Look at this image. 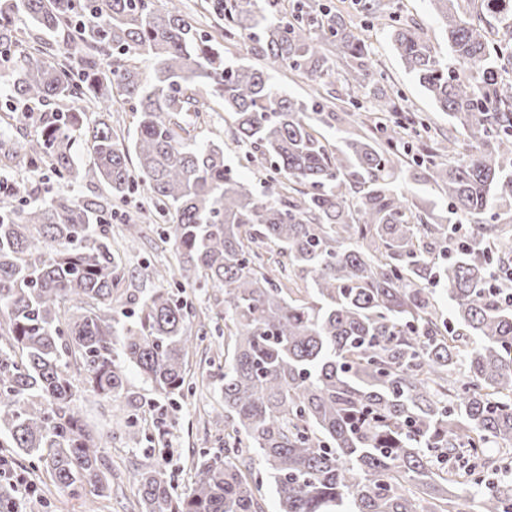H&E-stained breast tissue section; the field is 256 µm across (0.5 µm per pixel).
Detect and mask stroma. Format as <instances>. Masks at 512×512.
<instances>
[{
  "mask_svg": "<svg viewBox=\"0 0 512 512\" xmlns=\"http://www.w3.org/2000/svg\"><path fill=\"white\" fill-rule=\"evenodd\" d=\"M353 26L363 31L376 73L383 75L387 96L381 104L385 108L409 117L424 118L429 131L423 139L410 140L407 159L415 161L425 156L430 147L448 136L457 139V151H464L469 138L464 131L454 130L444 112L434 103L420 86L418 80L405 71L399 57L392 48L386 30L367 29L360 16H353ZM274 86L283 93L301 100H312L321 96L328 100L345 98L342 83L334 81L313 88L306 80L279 72L271 78ZM40 117H32L25 124H18L13 112L0 105V200L4 199V187L20 183L31 189L30 201L44 202L60 192L69 193L77 201L95 200L106 196L105 187L95 180H84L75 184L65 183L52 171L50 165L27 166L23 158V145L39 131ZM196 144L211 140L224 143V156L257 191H264L266 171L258 164H249L243 158L244 150L230 138L229 124L223 110H216L204 122L198 123L192 133ZM146 239L138 249L130 253L128 269L135 276L134 284L143 291H151L158 285L152 271L161 265L174 264L172 244L165 237V227L151 223L145 225ZM168 288L187 304L192 312L194 325L202 327L205 336L199 343L196 355L191 356L190 365L193 388L189 394L178 398L176 405H169L166 398L155 394L139 374H131L130 381L151 406L141 422L137 439H130L126 423L114 417L110 401L100 399L92 392L78 393L77 403L84 415L94 423L99 432L111 433L112 446L107 459L112 466V494L107 498L96 497L93 490H85L74 496L56 486L49 475L38 470L22 471L21 477L30 484L34 493L23 502L25 512H137V488L132 480L133 471L142 465H153L167 470L174 478L179 490H187L194 479L191 450L208 448L219 450L223 442L218 432L209 424L222 410L221 397L214 381L215 370L210 358L223 354L224 321L220 314L224 307V291L211 285L197 286L169 280ZM165 434V452H151L153 438Z\"/></svg>",
  "mask_w": 512,
  "mask_h": 512,
  "instance_id": "1",
  "label": "stroma"
}]
</instances>
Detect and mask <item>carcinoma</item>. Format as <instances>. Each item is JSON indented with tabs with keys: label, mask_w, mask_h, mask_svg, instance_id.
I'll return each mask as SVG.
<instances>
[{
	"label": "carcinoma",
	"mask_w": 512,
	"mask_h": 512,
	"mask_svg": "<svg viewBox=\"0 0 512 512\" xmlns=\"http://www.w3.org/2000/svg\"><path fill=\"white\" fill-rule=\"evenodd\" d=\"M448 43L444 58L414 20L384 0H355L385 25L405 70L477 143L453 163L428 157L412 172L397 144L417 121L369 118L371 130L331 145L317 125L334 107L279 92L270 73L314 85L341 79L351 104L378 87L366 45L340 12L314 0L213 3L224 38L240 34L262 61L225 57L182 0H0V54L9 102L25 107L121 96L133 135L75 112L45 123L25 147L68 182L87 177L107 197L58 193L40 205H0V448L73 495L106 496L104 448L75 403L78 384L110 400L139 432L146 402L137 371L161 395H183L197 346L188 307L166 288L142 294L112 249V201L141 190L168 224L174 268L155 269L224 289V455L199 451L185 494L152 466L135 474L141 512H265L264 480L280 512H512V484L486 454L512 451V0H430ZM60 35L68 56L19 50L15 21ZM77 59L72 71L69 57ZM112 57L104 72L100 60ZM154 77L142 81L137 62ZM222 105L248 162L269 163L267 197L226 164L224 144L191 142L204 100ZM92 157L80 168L74 133ZM448 198L439 213L410 201L398 174ZM474 219L465 238L451 221ZM286 258L277 272L264 254ZM309 286L301 289L298 281ZM452 302L443 318L437 285ZM122 311V326L114 313ZM79 364L80 377L70 370ZM260 456L266 475L242 458Z\"/></svg>",
	"instance_id": "cac0c4a2"
}]
</instances>
